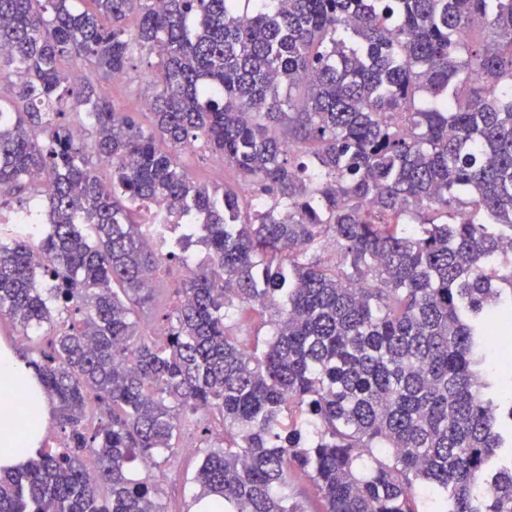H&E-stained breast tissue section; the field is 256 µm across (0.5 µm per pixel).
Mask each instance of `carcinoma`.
I'll list each match as a JSON object with an SVG mask.
<instances>
[{
	"label": "carcinoma",
	"mask_w": 512,
	"mask_h": 512,
	"mask_svg": "<svg viewBox=\"0 0 512 512\" xmlns=\"http://www.w3.org/2000/svg\"><path fill=\"white\" fill-rule=\"evenodd\" d=\"M73 2L0 0V206L44 202L0 243V318L63 441L0 473V512H165L127 464L200 410L224 445L193 501L224 512H305L303 478L322 512H512V388L480 369L512 332V0ZM143 53L148 129L63 67L113 77ZM199 140L250 199L189 177ZM136 204L179 238L148 243ZM173 266L156 344L141 315Z\"/></svg>",
	"instance_id": "obj_1"
}]
</instances>
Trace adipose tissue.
Instances as JSON below:
<instances>
[{"instance_id": "ef3b65f1", "label": "adipose tissue", "mask_w": 512, "mask_h": 512, "mask_svg": "<svg viewBox=\"0 0 512 512\" xmlns=\"http://www.w3.org/2000/svg\"><path fill=\"white\" fill-rule=\"evenodd\" d=\"M51 417V404L32 372L8 346H0V469L36 457Z\"/></svg>"}]
</instances>
